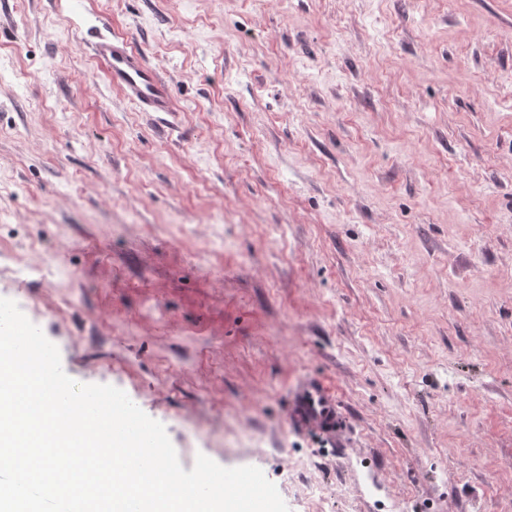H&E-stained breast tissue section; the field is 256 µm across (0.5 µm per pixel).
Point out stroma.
Segmentation results:
<instances>
[{"mask_svg":"<svg viewBox=\"0 0 512 512\" xmlns=\"http://www.w3.org/2000/svg\"><path fill=\"white\" fill-rule=\"evenodd\" d=\"M171 85L142 112L91 44ZM512 0H0V277L184 470L290 512H512ZM223 253L200 260L208 237ZM344 431L288 419L308 378ZM2 257L13 265L5 269L12 275H35L46 288L56 290L57 313L63 321L67 320L71 306V290L75 283V276L71 271L52 265L49 258L41 255H38L36 262L30 265L15 263V257L9 253L8 247L1 248L0 245V258Z\"/></svg>","mask_w":512,"mask_h":512,"instance_id":"stroma-1","label":"stroma"}]
</instances>
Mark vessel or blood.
<instances>
[{
  "label": "vessel or blood",
  "instance_id": "obj_1",
  "mask_svg": "<svg viewBox=\"0 0 512 512\" xmlns=\"http://www.w3.org/2000/svg\"><path fill=\"white\" fill-rule=\"evenodd\" d=\"M94 54L105 68L110 86L124 92L145 112H169L173 109L172 89L130 43L120 36L100 38ZM290 416L306 427L328 437L339 434L342 415L333 390L313 379L295 396Z\"/></svg>",
  "mask_w": 512,
  "mask_h": 512
}]
</instances>
